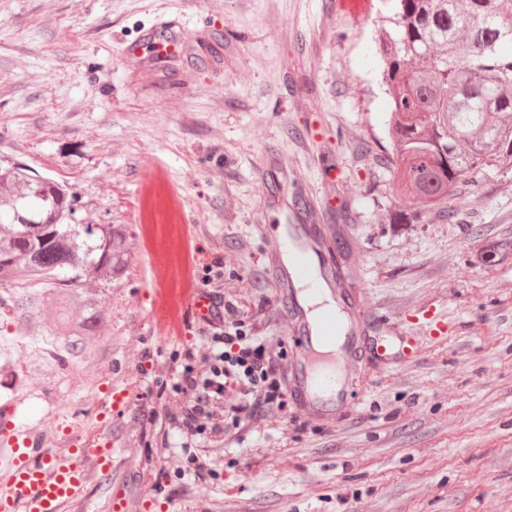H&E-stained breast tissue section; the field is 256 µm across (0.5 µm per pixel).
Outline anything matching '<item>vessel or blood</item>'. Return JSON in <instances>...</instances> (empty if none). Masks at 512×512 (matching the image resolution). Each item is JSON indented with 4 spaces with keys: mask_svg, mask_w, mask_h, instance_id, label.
Listing matches in <instances>:
<instances>
[{
    "mask_svg": "<svg viewBox=\"0 0 512 512\" xmlns=\"http://www.w3.org/2000/svg\"><path fill=\"white\" fill-rule=\"evenodd\" d=\"M180 23L163 18L137 42L127 45L133 60L143 55H167L179 43ZM272 269L277 298L288 323L295 349L288 363L287 388L299 412L315 422L343 417L351 403L346 392L358 374L357 351L366 315L354 308H329L312 314L309 293L342 300L351 291L345 270L356 265L354 254L331 260L336 228L331 224H289L283 234L270 235L258 225ZM181 310L194 319L210 317L212 309L201 289H185ZM334 348L326 356V348ZM121 451L111 437L100 436L87 446L58 454L43 447L37 437L15 438L0 456V512H61L78 498L90 476L111 477Z\"/></svg>",
    "mask_w": 512,
    "mask_h": 512,
    "instance_id": "obj_1",
    "label": "vessel or blood"
}]
</instances>
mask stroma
Masks as SVG:
<instances>
[{
  "label": "stroma",
  "mask_w": 512,
  "mask_h": 512,
  "mask_svg": "<svg viewBox=\"0 0 512 512\" xmlns=\"http://www.w3.org/2000/svg\"><path fill=\"white\" fill-rule=\"evenodd\" d=\"M339 0H0V165L63 182L78 224L123 236L104 331L80 356L29 335L0 309V404L51 445L106 425L122 443L115 477L139 495L155 457L139 445V402L108 415L107 388L143 392L137 356L170 355L157 319L168 269L224 257V292L243 328L276 322L256 225L277 231L292 195L343 228L371 316L419 343L409 361L365 359L335 422L257 421L225 449L223 493L180 497V512H512V167L462 177L440 209L402 213L386 133L390 99L377 32L391 0L352 18ZM185 27L164 59H127L157 16ZM448 322L429 332L422 317Z\"/></svg>",
  "instance_id": "35a3bbf8"
}]
</instances>
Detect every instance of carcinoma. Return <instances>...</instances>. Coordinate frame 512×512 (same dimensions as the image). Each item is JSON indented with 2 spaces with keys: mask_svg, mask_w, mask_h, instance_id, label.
Listing matches in <instances>:
<instances>
[{
  "mask_svg": "<svg viewBox=\"0 0 512 512\" xmlns=\"http://www.w3.org/2000/svg\"><path fill=\"white\" fill-rule=\"evenodd\" d=\"M394 27L378 53L391 97L387 135L394 190L428 209L448 202L467 173L512 166V0H394ZM69 191L21 167H0V285L39 281L13 307L40 330L44 303L51 335L76 353L101 327L99 306L122 262L112 227L72 223Z\"/></svg>",
  "mask_w": 512,
  "mask_h": 512,
  "instance_id": "obj_1",
  "label": "carcinoma"
}]
</instances>
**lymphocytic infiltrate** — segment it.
<instances>
[{
	"mask_svg": "<svg viewBox=\"0 0 512 512\" xmlns=\"http://www.w3.org/2000/svg\"><path fill=\"white\" fill-rule=\"evenodd\" d=\"M201 288L216 305L212 321L196 326L189 343L161 360L141 353L137 370L150 383L141 404L140 443L157 449L153 496L174 503L170 489V448L185 459L193 486L219 478L218 452L239 441L246 422L265 404L284 409V352L267 336L242 330L241 309L224 297V260L203 264Z\"/></svg>",
	"mask_w": 512,
	"mask_h": 512,
	"instance_id": "f902f5d3",
	"label": "lymphocytic infiltrate"
}]
</instances>
